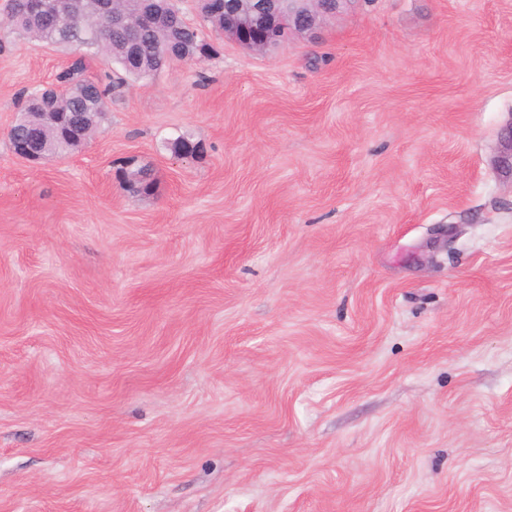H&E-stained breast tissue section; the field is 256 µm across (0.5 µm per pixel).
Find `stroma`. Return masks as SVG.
I'll use <instances>...</instances> for the list:
<instances>
[{
    "label": "stroma",
    "mask_w": 512,
    "mask_h": 512,
    "mask_svg": "<svg viewBox=\"0 0 512 512\" xmlns=\"http://www.w3.org/2000/svg\"><path fill=\"white\" fill-rule=\"evenodd\" d=\"M210 40L34 165L0 23V512H512V0Z\"/></svg>",
    "instance_id": "35a3bbf8"
}]
</instances>
